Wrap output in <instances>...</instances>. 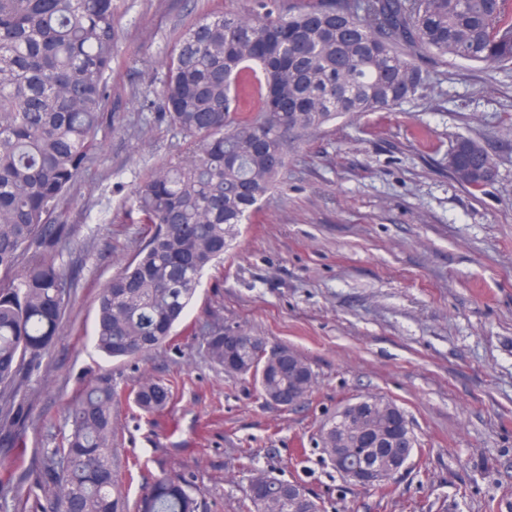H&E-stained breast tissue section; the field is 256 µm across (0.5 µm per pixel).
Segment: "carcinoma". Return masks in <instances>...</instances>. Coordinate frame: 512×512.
<instances>
[{"label": "carcinoma", "instance_id": "cac0c4a2", "mask_svg": "<svg viewBox=\"0 0 512 512\" xmlns=\"http://www.w3.org/2000/svg\"><path fill=\"white\" fill-rule=\"evenodd\" d=\"M260 11L200 16L182 35L159 102L194 153L166 164L137 188L148 240L102 289L97 348L132 358L172 339L202 271L224 256L254 208L288 168L290 152L327 122L392 110L415 97L429 75L414 57L433 51L491 66L512 65V0H317L293 9L260 0ZM114 0H0V423L17 427L13 401L56 340L72 295V272L57 263L67 226L52 220L76 175L98 147L108 119ZM253 103L243 114L245 99ZM465 163L448 167L468 191L495 166L460 137ZM270 347L243 329L208 332L206 354L224 372L250 376L265 399L306 400L309 363L290 373ZM171 387L143 377L136 405L161 413ZM358 419L336 412L320 431L338 469L363 430L384 431L397 404L371 396ZM112 383L86 385L68 407L70 429L54 449L55 493L41 512H127L112 457ZM404 449H367L379 474ZM288 486L256 470L245 512H288ZM137 512H199L193 486L164 474L144 488Z\"/></svg>", "mask_w": 512, "mask_h": 512}]
</instances>
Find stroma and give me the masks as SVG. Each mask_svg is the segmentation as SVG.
I'll return each mask as SVG.
<instances>
[{
    "label": "stroma",
    "mask_w": 512,
    "mask_h": 512,
    "mask_svg": "<svg viewBox=\"0 0 512 512\" xmlns=\"http://www.w3.org/2000/svg\"><path fill=\"white\" fill-rule=\"evenodd\" d=\"M256 0H116L111 123L102 150L55 210L75 279L59 337L24 386V423L0 431V487L51 493L52 453L85 385L117 393L114 448L129 501L165 473L191 481L203 512H241L252 469L298 480L326 512H512V69L452 57L388 112L333 120L288 160L282 187L205 271L169 346L115 360L94 345L97 298L145 243L136 189L190 140L157 108L182 32L202 14H249ZM497 166L471 194L448 171L457 137ZM212 325L302 355L305 403L282 409L204 352ZM170 385L162 413L130 394L141 375ZM407 413L423 453L389 491L346 482L319 446L336 409L365 395Z\"/></svg>",
    "instance_id": "obj_1"
}]
</instances>
